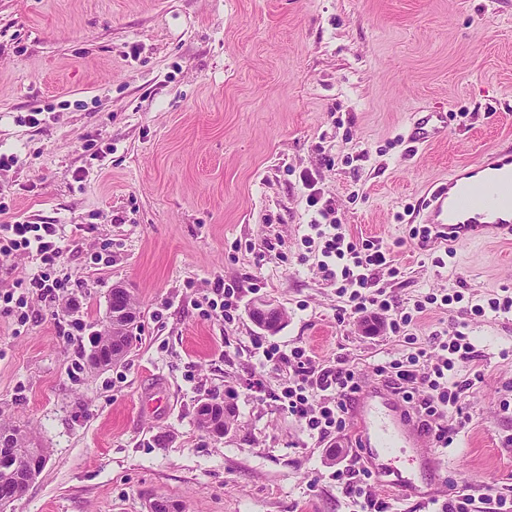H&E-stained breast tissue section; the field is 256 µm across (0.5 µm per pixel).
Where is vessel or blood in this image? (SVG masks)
Here are the masks:
<instances>
[{"label": "vessel or blood", "mask_w": 512, "mask_h": 512, "mask_svg": "<svg viewBox=\"0 0 512 512\" xmlns=\"http://www.w3.org/2000/svg\"><path fill=\"white\" fill-rule=\"evenodd\" d=\"M416 125L420 140L432 143L444 137L448 116L424 112ZM421 221L432 246L511 240L512 146L452 170L426 197ZM350 412L367 469L390 478L392 486L406 497L428 495L418 485L415 471L428 472L435 486L445 484L444 467L428 452L427 435L410 418L398 395L383 384L372 383L359 391Z\"/></svg>", "instance_id": "vessel-or-blood-1"}]
</instances>
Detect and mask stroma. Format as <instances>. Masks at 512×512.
Listing matches in <instances>:
<instances>
[{
  "label": "stroma",
  "mask_w": 512,
  "mask_h": 512,
  "mask_svg": "<svg viewBox=\"0 0 512 512\" xmlns=\"http://www.w3.org/2000/svg\"><path fill=\"white\" fill-rule=\"evenodd\" d=\"M432 108L444 139L410 143L411 115ZM508 138L512 0H0V153L15 158L0 222L59 225L73 289L68 306L32 300L22 330L0 311V420L49 452L9 512H145L158 497L181 512H351L331 473L353 430L317 441L248 388L288 371L250 357L257 337L344 353L366 382L408 351L378 316L337 322L305 243L307 176L353 239L394 249L403 274L380 285L401 306L463 295L411 329L466 330L476 351L456 375L469 422L439 454L437 499L512 487V314L470 312L512 289V243L411 238L426 192ZM219 279L238 291L231 324L202 307ZM118 286L138 327L122 360L94 368ZM261 299L284 311L278 332L251 319ZM213 395L236 409L221 439L195 420Z\"/></svg>",
  "instance_id": "obj_1"
}]
</instances>
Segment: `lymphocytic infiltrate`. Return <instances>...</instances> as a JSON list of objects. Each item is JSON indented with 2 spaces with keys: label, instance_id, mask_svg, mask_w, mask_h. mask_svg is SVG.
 Instances as JSON below:
<instances>
[{
  "label": "lymphocytic infiltrate",
  "instance_id": "lymphocytic-infiltrate-1",
  "mask_svg": "<svg viewBox=\"0 0 512 512\" xmlns=\"http://www.w3.org/2000/svg\"><path fill=\"white\" fill-rule=\"evenodd\" d=\"M58 240L59 229L54 224L20 221L0 224V254L20 251L37 261L35 272L18 282L25 293L57 298L67 292V280L54 275L62 256ZM321 254V268L326 278L335 283L341 300L337 321L371 309L381 310L390 315L389 335L403 338L411 345L407 355L376 365L375 373L422 419L435 447H450L458 429L446 424L445 418L462 415L464 410V392L454 383L453 376L459 366L473 360L474 347L460 330L448 338L436 330L420 342L409 335L408 329L430 306L448 308L461 301V294L456 291L439 297L428 294L411 308H401L392 295L377 286L380 273L393 278L401 273L393 250L375 240L353 239L338 223L331 224L329 232L324 233ZM252 346V355L261 365L287 364L289 375L276 390H267L259 378L250 382V389L268 392L270 399L303 424L311 437L322 440L345 429L347 402L361 383L359 371L346 356H337L325 365L303 346L294 347L286 354L277 345L258 339ZM332 478L361 512H389V502L372 490L373 475L363 467L359 450H352L340 461Z\"/></svg>",
  "mask_w": 512,
  "mask_h": 512
}]
</instances>
